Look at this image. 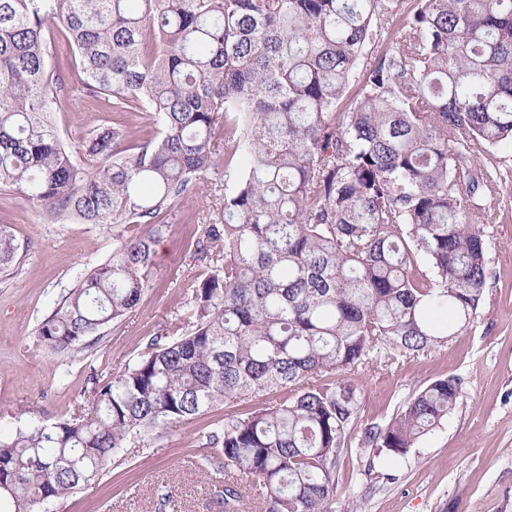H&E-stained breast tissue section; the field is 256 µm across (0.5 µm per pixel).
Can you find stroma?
Instances as JSON below:
<instances>
[{
	"label": "stroma",
	"mask_w": 512,
	"mask_h": 512,
	"mask_svg": "<svg viewBox=\"0 0 512 512\" xmlns=\"http://www.w3.org/2000/svg\"><path fill=\"white\" fill-rule=\"evenodd\" d=\"M131 112H100L69 96L55 122L73 142ZM224 207V187L208 179L182 204L156 246V274L140 304L76 357L55 354L35 338L39 322L90 269L112 253L109 224L49 223L0 186V224L18 246L10 274H0V434L24 411L53 423L78 412L90 375L114 371L148 339L188 313L185 285L202 269L193 260L199 225ZM457 377L462 394L439 425L395 458L364 445V432L395 417L435 380ZM358 403L348 449L337 461L335 512H512V211L491 225L486 287L471 323L428 353L374 358L345 375ZM264 398L227 403L170 426L147 447L130 446L88 489L61 500L57 512H157L176 494L180 512H219V475L192 467L203 455L199 435L224 415L256 409Z\"/></svg>",
	"instance_id": "stroma-1"
}]
</instances>
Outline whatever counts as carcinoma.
<instances>
[{"label": "carcinoma", "mask_w": 512, "mask_h": 512, "mask_svg": "<svg viewBox=\"0 0 512 512\" xmlns=\"http://www.w3.org/2000/svg\"><path fill=\"white\" fill-rule=\"evenodd\" d=\"M401 7L0 0V184L47 222L120 226L112 257L38 325L41 345L81 352L135 309L180 202L224 176L222 215L195 241L205 271L186 287L190 315L91 376L78 414L0 437L13 512H53L128 445L291 387L214 423L202 438L214 454L193 466L224 472V512L249 489L262 512H332L358 406L350 384L309 380L428 352L466 327L487 279L486 225L512 185L495 155L512 150V0H414L408 18ZM71 83L139 122L66 147L53 115ZM140 224L151 233L132 234ZM16 251L0 225V273ZM460 395L458 379L436 380L364 442L403 456Z\"/></svg>", "instance_id": "1"}]
</instances>
